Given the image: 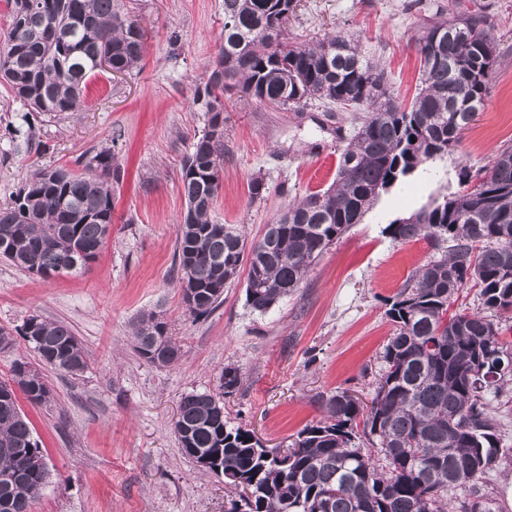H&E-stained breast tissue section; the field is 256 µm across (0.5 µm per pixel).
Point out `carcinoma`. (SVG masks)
Masks as SVG:
<instances>
[{
    "label": "carcinoma",
    "instance_id": "obj_1",
    "mask_svg": "<svg viewBox=\"0 0 512 512\" xmlns=\"http://www.w3.org/2000/svg\"><path fill=\"white\" fill-rule=\"evenodd\" d=\"M11 23L0 46V84L31 112L55 117L76 112L88 82L100 72L99 56L112 53V68L136 69L144 33L121 0H5ZM294 0H224V31L215 64L223 82L207 79L196 90L209 114L181 168L188 210L177 225L180 280L195 289L194 316L212 311L224 288L248 266L246 299L265 313L296 291L323 253L383 194L425 171L458 146L483 107L499 57L485 9L455 3L448 17L425 25L415 39L421 91L406 107L389 79L358 44L336 34L298 44L285 37ZM470 61L459 66L463 43ZM301 112L312 100L334 104L355 117L340 153L336 180L288 204L264 236L247 243L233 224L214 215V192L224 172V94ZM81 169L30 171L12 199L0 205V258L44 276L59 269L78 274L94 261L112 224V181L121 166L109 148L85 154ZM463 189L438 191L415 213L386 227L395 240L424 239L435 250L407 278L387 316L393 335L370 404L343 390L324 401V419L305 426L278 458L256 452L260 441L228 426L224 404L207 393L180 401L174 431L183 453L197 464L213 457L224 485L244 495L225 512H472L476 500L499 505L481 482L512 454L499 447L498 422L489 394L512 382V372L483 389L469 372L495 353H512L494 318L512 312V146L498 152L484 172H459ZM480 288L481 311L445 313L467 285ZM22 338L46 365L78 374L87 353L72 329L30 317ZM132 337L140 357L166 367L181 347L155 314L141 315ZM12 383L0 382V512H31L25 488L44 483L43 450L22 412L16 390L40 404L50 389L30 362L11 365ZM33 460L17 471L16 454ZM460 488L461 497L448 493Z\"/></svg>",
    "mask_w": 512,
    "mask_h": 512
}]
</instances>
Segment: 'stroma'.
<instances>
[{"label": "stroma", "instance_id": "obj_1", "mask_svg": "<svg viewBox=\"0 0 512 512\" xmlns=\"http://www.w3.org/2000/svg\"><path fill=\"white\" fill-rule=\"evenodd\" d=\"M485 4L500 57L485 105L457 149L436 162L435 177L382 196L320 257L301 288L269 311L246 303L245 275L225 288L203 317L187 311L177 279L176 226L183 217L181 162L207 122L195 90L216 60L224 0H123L144 30L139 69L93 78L78 111L26 113L0 85V204L29 170L75 168L85 152L109 147L121 164L113 184L112 231L88 268L43 278L0 261V328L14 333L0 351V382L14 359L38 357L18 331L32 316L67 324L88 354L83 373L41 372L51 395L19 406L41 445L49 480L32 512H225L223 477L181 450L173 429L181 399L221 396L229 426L252 431L268 448H285L325 416L339 390L369 400L394 326L386 301L411 271L432 257L423 240L396 241L385 228L411 215L440 186L459 189L461 168H485L512 145V0ZM455 0H300L288 25L299 43L343 31L385 68L403 103L419 88L414 40L425 21L447 16ZM353 114L312 103L300 112L238 97L224 101V181L214 213L259 238L293 199L336 177L337 131ZM44 143L27 150L28 132ZM263 178V199L250 183ZM153 312L182 349L157 367L133 346L131 327ZM238 368V389L225 393V367Z\"/></svg>", "mask_w": 512, "mask_h": 512}]
</instances>
